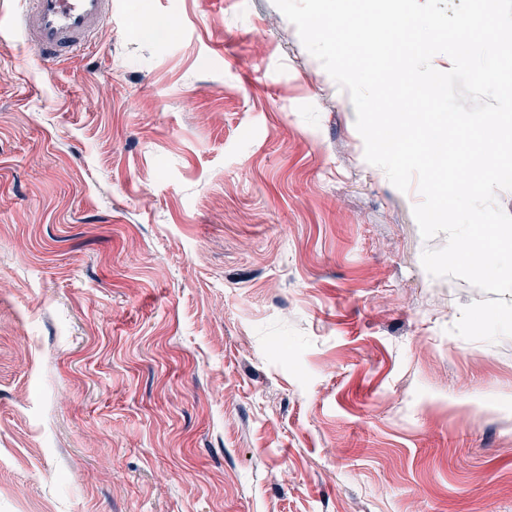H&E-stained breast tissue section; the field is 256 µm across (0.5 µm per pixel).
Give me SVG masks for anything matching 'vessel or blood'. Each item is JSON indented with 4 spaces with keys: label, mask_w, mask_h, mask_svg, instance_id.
Here are the masks:
<instances>
[{
    "label": "vessel or blood",
    "mask_w": 512,
    "mask_h": 512,
    "mask_svg": "<svg viewBox=\"0 0 512 512\" xmlns=\"http://www.w3.org/2000/svg\"><path fill=\"white\" fill-rule=\"evenodd\" d=\"M112 0H29L24 19L30 46L45 61L90 47Z\"/></svg>",
    "instance_id": "b4317fda"
}]
</instances>
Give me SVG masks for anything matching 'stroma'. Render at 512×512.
<instances>
[{"label":"stroma","mask_w":512,"mask_h":512,"mask_svg":"<svg viewBox=\"0 0 512 512\" xmlns=\"http://www.w3.org/2000/svg\"><path fill=\"white\" fill-rule=\"evenodd\" d=\"M0 0V512H512V293L433 277L273 0ZM111 6L112 0H29L24 19L28 43L43 61L83 51Z\"/></svg>","instance_id":"obj_1"}]
</instances>
